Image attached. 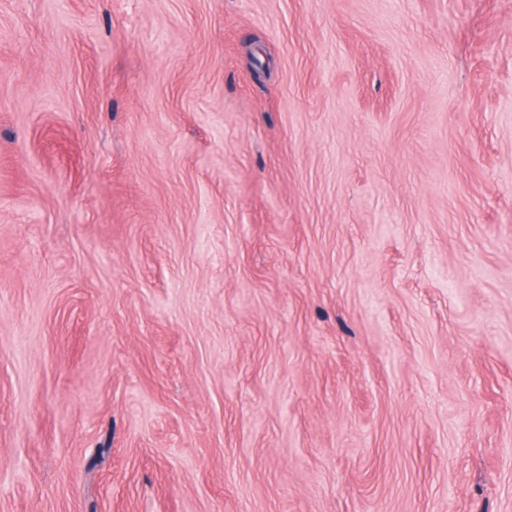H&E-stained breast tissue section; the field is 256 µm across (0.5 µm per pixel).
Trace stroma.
I'll use <instances>...</instances> for the list:
<instances>
[{
	"label": "stroma",
	"mask_w": 512,
	"mask_h": 512,
	"mask_svg": "<svg viewBox=\"0 0 512 512\" xmlns=\"http://www.w3.org/2000/svg\"><path fill=\"white\" fill-rule=\"evenodd\" d=\"M0 512H512V0H0Z\"/></svg>",
	"instance_id": "1"
}]
</instances>
